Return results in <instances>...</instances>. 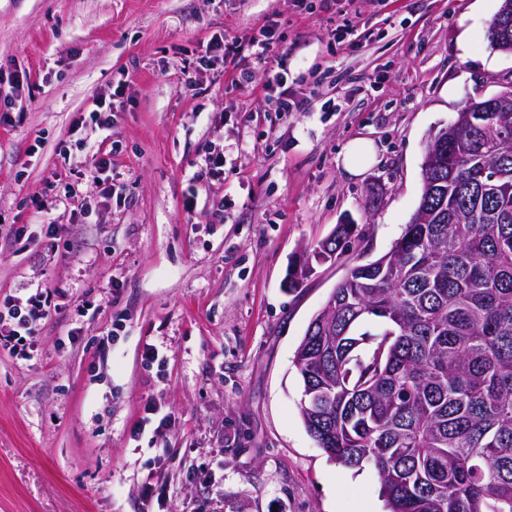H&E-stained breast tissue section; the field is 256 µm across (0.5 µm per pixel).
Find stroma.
Instances as JSON below:
<instances>
[{
  "mask_svg": "<svg viewBox=\"0 0 512 512\" xmlns=\"http://www.w3.org/2000/svg\"><path fill=\"white\" fill-rule=\"evenodd\" d=\"M500 5L0 0V98L24 107L0 126V225L32 237L0 234V300L30 281L57 293L30 357L0 349V512H155L149 483L171 512H384L373 468L330 461L307 432L295 355L361 251L379 257L401 235L429 133L512 84V54L487 37ZM270 24L265 63L198 66L212 37ZM241 64L252 84L234 80ZM279 75L304 111H275ZM122 79L121 194L105 202L70 128ZM359 137L376 159L353 176L340 154ZM219 149L223 171L190 184ZM68 183L92 206L87 223L64 212ZM346 223L361 240L286 288ZM85 302L93 318L78 316ZM148 406L162 433L133 434Z\"/></svg>",
  "mask_w": 512,
  "mask_h": 512,
  "instance_id": "35a3bbf8",
  "label": "stroma"
}]
</instances>
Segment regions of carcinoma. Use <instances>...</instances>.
<instances>
[{
  "label": "carcinoma",
  "instance_id": "1",
  "mask_svg": "<svg viewBox=\"0 0 512 512\" xmlns=\"http://www.w3.org/2000/svg\"><path fill=\"white\" fill-rule=\"evenodd\" d=\"M502 4L488 39L512 53ZM476 104L429 135L403 234L348 270L295 355L308 433L372 466L387 512H512V86ZM357 238L338 224L312 254Z\"/></svg>",
  "mask_w": 512,
  "mask_h": 512
}]
</instances>
